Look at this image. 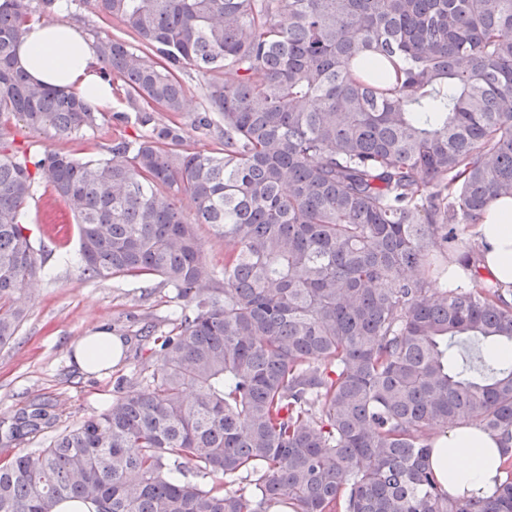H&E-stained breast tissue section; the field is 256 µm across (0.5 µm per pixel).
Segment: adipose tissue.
<instances>
[{
  "label": "adipose tissue",
  "mask_w": 512,
  "mask_h": 512,
  "mask_svg": "<svg viewBox=\"0 0 512 512\" xmlns=\"http://www.w3.org/2000/svg\"><path fill=\"white\" fill-rule=\"evenodd\" d=\"M17 57L37 82L67 89L103 107L112 103V87L97 74L88 44L74 24L32 22ZM472 234L479 244L483 285L512 289V198L490 199ZM74 352L79 367L92 371L120 356L122 339L99 330L78 340ZM431 462L449 494L486 496L500 476L499 442L477 427L454 426L435 436Z\"/></svg>",
  "instance_id": "1"
}]
</instances>
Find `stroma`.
Returning a JSON list of instances; mask_svg holds the SVG:
<instances>
[{
  "label": "stroma",
  "mask_w": 512,
  "mask_h": 512,
  "mask_svg": "<svg viewBox=\"0 0 512 512\" xmlns=\"http://www.w3.org/2000/svg\"><path fill=\"white\" fill-rule=\"evenodd\" d=\"M43 18L77 20L89 35L115 30L112 19L94 11L85 0H64ZM184 79L188 108L178 120L185 145L195 150L211 148L212 137L195 126L204 105V77L190 69ZM127 110L125 101L113 98L111 107L103 109L98 128L86 131L76 142L48 139L15 124L8 125L4 134L36 150L50 148L88 160L104 159L110 155L114 138L141 132L133 119L127 118ZM24 222L42 248L44 275L19 293L18 302L25 307L26 318L13 340L0 347V460L43 448L53 437V430L46 429L12 442L6 440L16 416L30 403H48L60 426H72L111 402L117 394V376L132 380L151 374L160 364L159 347L151 335L171 331L178 314L175 291L161 278L82 277L76 267L77 226L63 202L51 193H35L24 210ZM97 329L121 337L125 349L112 367L88 373L74 361L72 345Z\"/></svg>",
  "instance_id": "1"
}]
</instances>
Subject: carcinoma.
<instances>
[{
    "label": "carcinoma",
    "mask_w": 512,
    "mask_h": 512,
    "mask_svg": "<svg viewBox=\"0 0 512 512\" xmlns=\"http://www.w3.org/2000/svg\"><path fill=\"white\" fill-rule=\"evenodd\" d=\"M86 2L130 37L90 48L145 134L103 160L0 135V346L43 271L22 222L37 184L77 221L82 276L160 277L184 305L143 388L120 378L100 412L0 464V512H512V358L451 360L466 341L512 352V302L457 234L512 197V0ZM36 12L0 0V128L73 141L96 105L17 67ZM188 67L208 76L209 149L157 117L185 110ZM201 224L224 236L222 279ZM454 253L472 284L438 288ZM57 421L33 402L12 436ZM448 422L499 437L491 496L442 490ZM254 474L251 496L227 489Z\"/></svg>",
    "instance_id": "carcinoma-1"
}]
</instances>
